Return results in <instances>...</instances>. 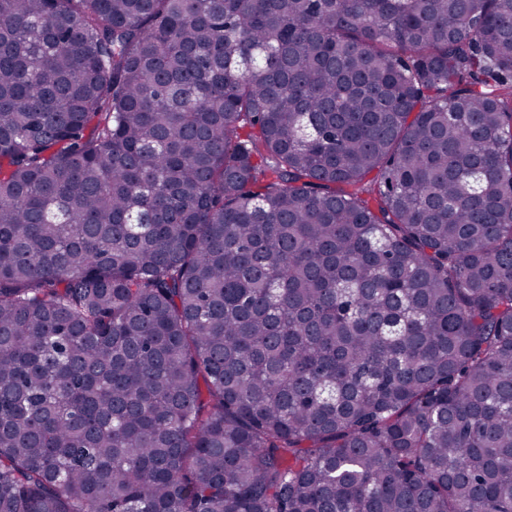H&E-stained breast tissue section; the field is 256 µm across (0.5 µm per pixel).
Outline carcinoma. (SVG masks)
Masks as SVG:
<instances>
[{"label":"carcinoma","instance_id":"carcinoma-1","mask_svg":"<svg viewBox=\"0 0 512 512\" xmlns=\"http://www.w3.org/2000/svg\"><path fill=\"white\" fill-rule=\"evenodd\" d=\"M0 512H512V0H0Z\"/></svg>","mask_w":512,"mask_h":512}]
</instances>
